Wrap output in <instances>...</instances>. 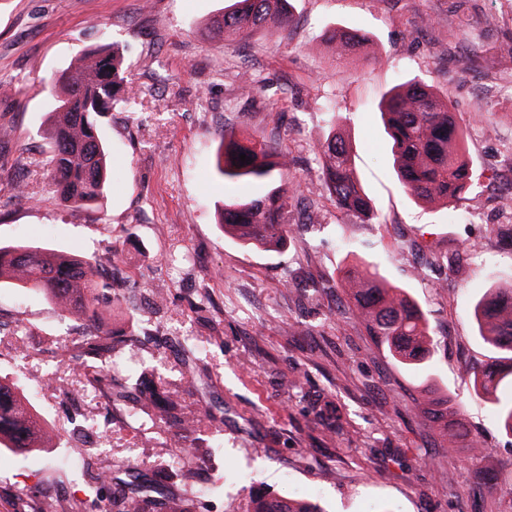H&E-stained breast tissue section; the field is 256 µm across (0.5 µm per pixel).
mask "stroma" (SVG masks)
<instances>
[{
	"label": "stroma",
	"mask_w": 512,
	"mask_h": 512,
	"mask_svg": "<svg viewBox=\"0 0 512 512\" xmlns=\"http://www.w3.org/2000/svg\"><path fill=\"white\" fill-rule=\"evenodd\" d=\"M232 2L0 0V244L92 256L103 275L123 278L105 313L121 339L116 385L134 400L154 376L186 413L212 416L191 431L146 417L126 424L125 402L95 397L71 359L86 324L1 283L0 376L21 388L47 378L28 398L52 440L27 454L0 447V512H39L51 498L112 512L88 490L87 461L118 477L132 466L170 497L205 485L198 512H247L258 490L321 512H505L512 434L476 398L469 370L489 355L474 306L512 282V242L493 230L512 220V56L498 51L512 40V0H292L291 37L207 34ZM337 29L363 37L360 49L340 53ZM104 44L123 52L135 94L100 126L112 153L103 199L75 209L46 167L48 78ZM245 73L256 82L250 94ZM410 79L447 95L464 128L476 181L457 208L413 199L395 177L376 106ZM225 130L286 151L318 208V223L282 251L246 248L217 222L225 196L254 192L217 174ZM335 132L353 148L376 222L326 198L314 149ZM458 253L465 260L452 276L441 258ZM363 260L419 303L437 341L432 366L396 363L340 310L339 293H310L311 281ZM431 388L486 444L496 490L476 488L457 459L418 464L436 445L414 412ZM187 448L191 469L175 463Z\"/></svg>",
	"instance_id": "35a3bbf8"
}]
</instances>
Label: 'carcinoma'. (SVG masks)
Here are the masks:
<instances>
[{
    "mask_svg": "<svg viewBox=\"0 0 512 512\" xmlns=\"http://www.w3.org/2000/svg\"><path fill=\"white\" fill-rule=\"evenodd\" d=\"M222 33L247 36L257 28L291 32L290 3L287 0H237L236 7L216 18ZM59 87L53 118L47 133L50 175L54 191L67 206L88 208L104 197L109 177L108 151L100 136L98 118L115 105L132 97L126 86L123 58L110 46L82 53L63 73L51 78ZM379 111L386 121L392 142L398 180L416 199L457 203L474 181V170L463 149L464 130L454 112L430 86L409 81L391 90ZM250 157L241 164L239 155ZM321 164V181L335 208L363 222L376 218L370 199L352 165L350 147L334 133L315 149ZM217 173L231 185L247 181L260 193L224 200L220 214L224 231L236 236L244 246L271 251L288 238L315 223L313 206L304 205L301 184L290 175L288 153L267 144L226 132L217 156ZM99 261L62 250L31 244L0 245V280L14 281L57 301L65 314L86 321L89 332L76 343L72 359L79 368L92 373V383L104 393L107 403L121 400L112 393V379L99 363L112 355V329L102 321L100 292L112 291L114 282L97 281ZM346 289V302L354 309L368 335L384 346L392 359L412 365L433 357L435 344L423 312L404 289L391 284L377 266L360 262L345 279L325 278L314 292L327 294ZM473 317L478 334L488 346L489 362L473 368V387L491 403L502 428L512 433V398L499 392L512 378V288H492L476 304ZM160 409L159 421L169 427L186 422L177 412V402L167 398L158 386L135 401V409L149 413ZM424 420L436 424L454 417L453 427H443L449 442L462 429V419L448 400L432 399L420 410ZM46 432L40 418L25 397L6 379L0 378V446L31 452L44 447ZM464 460L475 477L487 482L492 476L482 467L488 449L473 438L464 449ZM97 490L112 497V512H146L147 502L133 493L116 489V483L92 476ZM248 512H320L297 496L257 493Z\"/></svg>",
    "mask_w": 512,
    "mask_h": 512,
    "instance_id": "obj_1",
    "label": "carcinoma"
}]
</instances>
